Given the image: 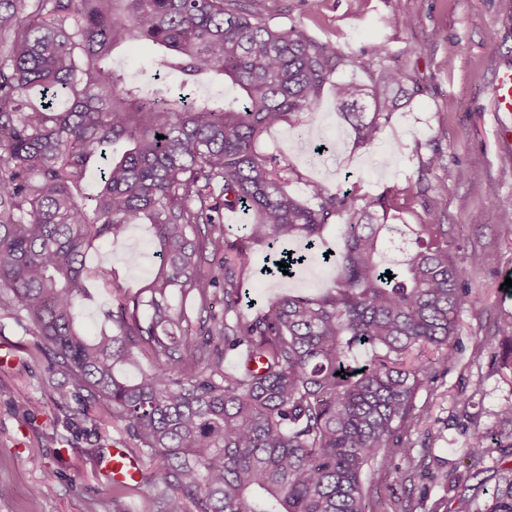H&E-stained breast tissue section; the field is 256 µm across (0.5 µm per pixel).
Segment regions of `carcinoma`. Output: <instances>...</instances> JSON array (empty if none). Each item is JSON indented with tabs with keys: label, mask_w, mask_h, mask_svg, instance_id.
Returning a JSON list of instances; mask_svg holds the SVG:
<instances>
[{
	"label": "carcinoma",
	"mask_w": 512,
	"mask_h": 512,
	"mask_svg": "<svg viewBox=\"0 0 512 512\" xmlns=\"http://www.w3.org/2000/svg\"><path fill=\"white\" fill-rule=\"evenodd\" d=\"M254 2L0 0V312L25 319L68 376L58 401L124 423L158 462L133 486L150 512H383L365 473L411 457L416 394L457 363L464 268L442 224L419 225L401 259L386 256L399 191L320 184L305 203L288 191V159L256 151L284 122L301 136L300 115L343 57L334 41L270 26ZM136 40L157 49L147 80L115 65ZM364 66L371 87L332 85L359 146L422 92L379 51ZM171 73L177 93L159 84ZM215 80L238 94L196 93ZM94 165L100 188L86 194ZM226 211L248 217L251 240L303 243L282 256L288 271L341 221L338 279L242 317V248L224 237ZM130 224L151 225L160 257L135 292L114 285L111 267L86 265ZM89 279L116 302L95 336L78 323ZM174 289L195 313L173 306ZM218 292L222 317L210 312ZM500 331L493 368L512 372V321ZM230 349L242 353L232 373ZM497 419L494 434L473 428L466 454H499L494 486L460 488L457 512H512V403Z\"/></svg>",
	"instance_id": "1"
}]
</instances>
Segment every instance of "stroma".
<instances>
[{"mask_svg":"<svg viewBox=\"0 0 512 512\" xmlns=\"http://www.w3.org/2000/svg\"><path fill=\"white\" fill-rule=\"evenodd\" d=\"M258 11L273 26L296 25L306 35L335 41L345 58L338 79L371 84L364 62L384 48L389 63L415 77L422 92L392 113L378 138L357 146L331 92L303 113V135L287 126L264 132L262 154L288 156L295 173L290 193L308 199L313 185L375 197L400 191L393 224H440L448 232V252L465 264L484 253L482 265L467 266L465 284L472 301L459 312L458 363L438 372L422 388L416 404L422 424L411 458L395 460L392 472H375L372 482L388 512H453L448 487L464 472V443L473 427L492 430L499 408L512 401V377L490 367L498 326L512 320V225H505L501 201L512 200V152L501 145L499 119L489 112L488 89L497 66L512 62V0H260ZM407 18L406 26H385L384 18ZM442 154L447 171L428 169ZM479 180H470V171ZM448 181V195L433 203L422 185ZM242 214L224 215V233L243 246L242 289L253 300L246 316L267 308L278 295L315 296L331 286L336 267L313 259L290 280L262 274L271 249L249 240ZM88 266L111 264L118 284L145 287L159 263L152 230L130 225L115 245L98 243ZM16 349L0 363V512H149L132 490L114 495L100 463L112 447L132 449L123 424L99 434L94 423L56 403L64 374H51L46 357L24 321L0 315V347ZM40 466H33L31 457ZM437 481H429V474Z\"/></svg>","mask_w":512,"mask_h":512,"instance_id":"1","label":"stroma"}]
</instances>
